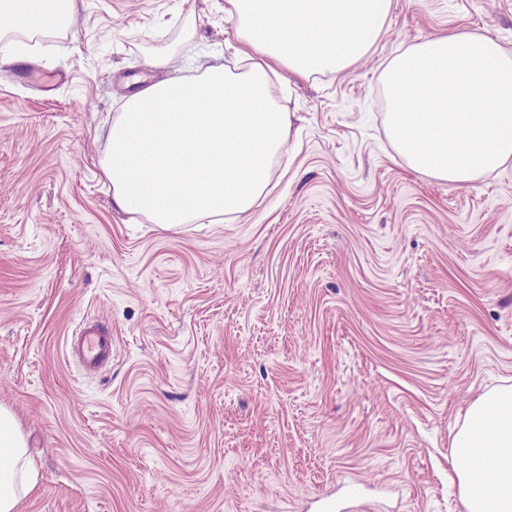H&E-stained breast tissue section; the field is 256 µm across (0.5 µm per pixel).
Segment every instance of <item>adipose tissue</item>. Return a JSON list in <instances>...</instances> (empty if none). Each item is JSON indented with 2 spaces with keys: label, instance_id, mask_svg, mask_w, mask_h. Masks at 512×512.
Wrapping results in <instances>:
<instances>
[{
  "label": "adipose tissue",
  "instance_id": "adipose-tissue-1",
  "mask_svg": "<svg viewBox=\"0 0 512 512\" xmlns=\"http://www.w3.org/2000/svg\"><path fill=\"white\" fill-rule=\"evenodd\" d=\"M74 0H0V42L62 28ZM392 0H226L243 60L135 93L112 121L100 170L113 205L170 232L249 213L289 157L292 115L271 92L277 70L310 78L353 68L383 36ZM394 159L469 184L512 161V55L453 29L397 52L381 73ZM464 512H512V385L468 407L452 439ZM26 438L0 406V512L38 481Z\"/></svg>",
  "mask_w": 512,
  "mask_h": 512
}]
</instances>
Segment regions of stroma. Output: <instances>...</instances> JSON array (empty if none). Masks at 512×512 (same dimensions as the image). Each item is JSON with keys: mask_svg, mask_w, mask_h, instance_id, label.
<instances>
[{"mask_svg": "<svg viewBox=\"0 0 512 512\" xmlns=\"http://www.w3.org/2000/svg\"><path fill=\"white\" fill-rule=\"evenodd\" d=\"M460 27L512 54V0H393L353 71L276 84L299 137L271 194L170 233L99 162L137 77L234 66L224 0H76L0 43V405L40 470L19 512H463L451 438L512 381V162L395 163L381 83ZM84 321L112 330L95 375L66 351Z\"/></svg>", "mask_w": 512, "mask_h": 512, "instance_id": "obj_1", "label": "stroma"}]
</instances>
